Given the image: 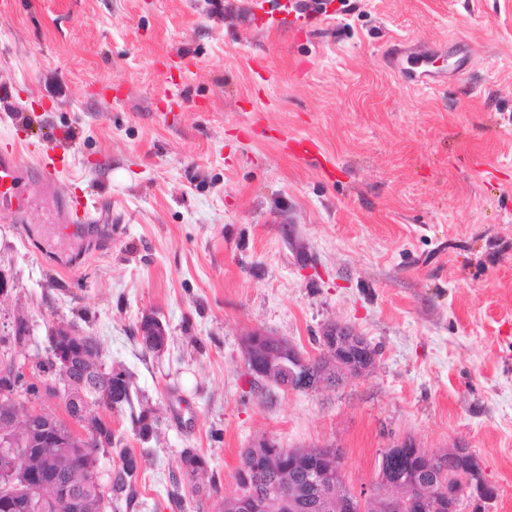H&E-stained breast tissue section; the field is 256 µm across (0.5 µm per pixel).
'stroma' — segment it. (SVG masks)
<instances>
[{
  "label": "stroma",
  "instance_id": "35a3bbf8",
  "mask_svg": "<svg viewBox=\"0 0 512 512\" xmlns=\"http://www.w3.org/2000/svg\"><path fill=\"white\" fill-rule=\"evenodd\" d=\"M0 0V139L70 133L54 186L0 213V322L99 337L159 411L111 413L112 512H219L244 449L332 444L352 490L383 452L470 448L512 512V0ZM436 49L396 71L395 41ZM317 142L321 160L285 152ZM90 185L84 239L50 216ZM168 326L163 355L136 326ZM336 323L373 367L335 389L247 373L244 341L307 357ZM208 460L200 490L180 469ZM134 457L141 494L117 483Z\"/></svg>",
  "mask_w": 512,
  "mask_h": 512
}]
</instances>
